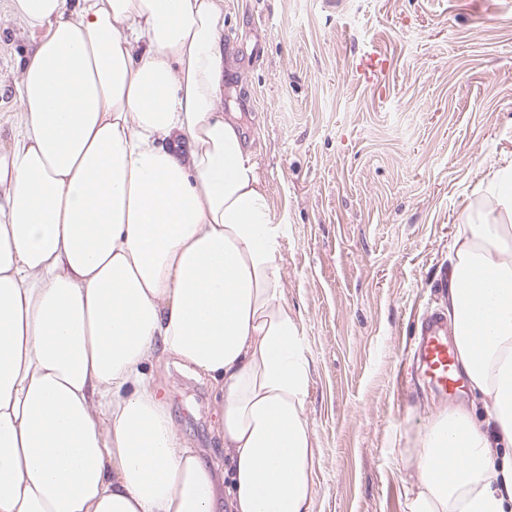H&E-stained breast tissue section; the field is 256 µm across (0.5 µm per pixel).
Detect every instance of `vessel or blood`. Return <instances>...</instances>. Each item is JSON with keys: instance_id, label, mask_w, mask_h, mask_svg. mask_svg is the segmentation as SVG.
<instances>
[{"instance_id": "b4317fda", "label": "vessel or blood", "mask_w": 512, "mask_h": 512, "mask_svg": "<svg viewBox=\"0 0 512 512\" xmlns=\"http://www.w3.org/2000/svg\"><path fill=\"white\" fill-rule=\"evenodd\" d=\"M416 369L440 395L456 389L459 378L454 368V348L448 340V319L430 315L415 344Z\"/></svg>"}]
</instances>
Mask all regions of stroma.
<instances>
[{"mask_svg": "<svg viewBox=\"0 0 512 512\" xmlns=\"http://www.w3.org/2000/svg\"><path fill=\"white\" fill-rule=\"evenodd\" d=\"M36 39L0 0V150ZM224 50L222 103L285 227V299L314 367L312 512H407L418 432L439 409H481L403 377L421 320L445 304L458 224L512 162V0H224ZM152 371L223 477L209 382Z\"/></svg>", "mask_w": 512, "mask_h": 512, "instance_id": "stroma-1", "label": "stroma"}]
</instances>
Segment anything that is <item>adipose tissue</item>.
Here are the masks:
<instances>
[{
  "label": "adipose tissue",
  "instance_id": "obj_1",
  "mask_svg": "<svg viewBox=\"0 0 512 512\" xmlns=\"http://www.w3.org/2000/svg\"><path fill=\"white\" fill-rule=\"evenodd\" d=\"M41 36L0 151V512H312V365L283 227L225 115L224 0H10ZM448 278L484 416L438 411L408 512H512V163ZM214 390L226 485L147 367Z\"/></svg>",
  "mask_w": 512,
  "mask_h": 512
}]
</instances>
